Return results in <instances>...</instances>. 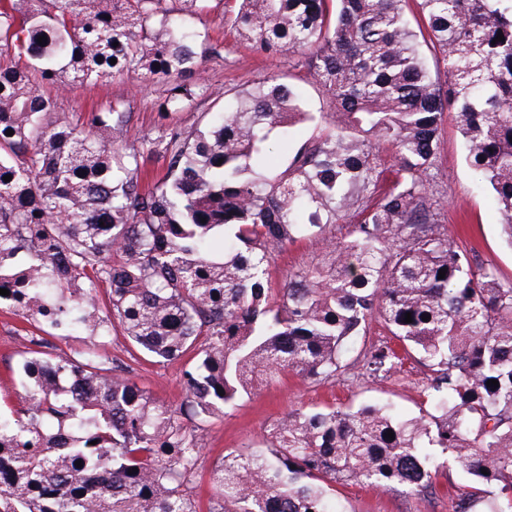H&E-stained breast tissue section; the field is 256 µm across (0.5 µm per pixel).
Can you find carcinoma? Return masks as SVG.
Returning a JSON list of instances; mask_svg holds the SVG:
<instances>
[{
    "label": "carcinoma",
    "instance_id": "obj_1",
    "mask_svg": "<svg viewBox=\"0 0 512 512\" xmlns=\"http://www.w3.org/2000/svg\"><path fill=\"white\" fill-rule=\"evenodd\" d=\"M416 2L419 32L406 0H0V307L98 339L63 356L27 338L23 394L0 411V512H346L340 482L433 488L429 448L467 478L453 512H512V281L448 238L435 175L452 109L512 244V0ZM211 14L300 57L333 111H305L279 75L187 83L221 56L197 26ZM129 73L168 85L164 117L197 98L217 108L138 146L124 109L75 121L36 89ZM302 121L311 136L269 166ZM381 145L395 150L384 191ZM310 236L322 253L274 285L276 258ZM377 323L388 338L371 339ZM140 354L183 362L180 402L138 385ZM408 360L426 370L418 417L290 410L211 467L201 507L200 431L240 398L290 374L383 382Z\"/></svg>",
    "mask_w": 512,
    "mask_h": 512
}]
</instances>
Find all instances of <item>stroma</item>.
Returning a JSON list of instances; mask_svg holds the SVG:
<instances>
[{
  "label": "stroma",
  "mask_w": 512,
  "mask_h": 512,
  "mask_svg": "<svg viewBox=\"0 0 512 512\" xmlns=\"http://www.w3.org/2000/svg\"><path fill=\"white\" fill-rule=\"evenodd\" d=\"M212 40L223 43L222 57L206 62L201 76L216 88L251 87L260 79L287 73L290 84L299 91L310 112H324L328 102L303 66L289 65L287 59L266 56L238 40L234 31L218 18L206 21ZM55 99L58 111L88 115L92 109L120 102L130 110V134L140 138L154 131L159 122V104L166 87L132 75L95 85L62 91L51 86L40 89ZM437 181L441 190L439 220L450 239L473 255L475 261L495 269L500 278L512 280V246L501 233V217L493 192L481 185L466 161L463 138L454 119H446L440 144ZM33 325L21 322L8 311L0 310V398L17 399L20 389L12 372L20 360L27 336L35 334ZM181 362L137 366L136 381L156 398L175 403L182 397ZM423 369L408 363L401 373L382 383L346 381L334 386H319L310 381L286 377L239 400L230 414L213 420L201 433L205 459L196 478L201 499L211 489L209 470L230 450H242L258 443L268 424L293 408H314L329 403L359 405L386 403L402 419L418 415L422 403ZM460 475L455 465L439 474L430 493L402 496L355 484H340L336 498L345 512H451Z\"/></svg>",
  "instance_id": "stroma-1"
}]
</instances>
